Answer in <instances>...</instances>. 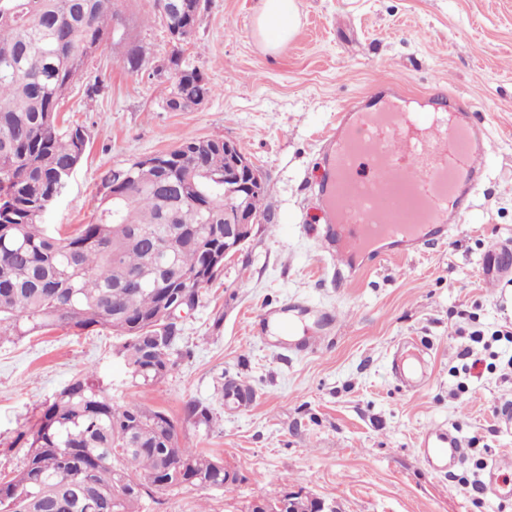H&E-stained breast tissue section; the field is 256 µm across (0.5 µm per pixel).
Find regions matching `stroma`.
<instances>
[{
    "label": "stroma",
    "instance_id": "obj_1",
    "mask_svg": "<svg viewBox=\"0 0 512 512\" xmlns=\"http://www.w3.org/2000/svg\"><path fill=\"white\" fill-rule=\"evenodd\" d=\"M259 2L211 0L193 44L180 48L152 0H118L124 41L104 42L89 62L103 93L89 100L78 86L67 97L63 118L82 125L88 143L46 224L64 234L92 223L109 171L188 135L239 144L263 175L267 217L183 314L184 356L156 385L131 382L106 328L0 342V471L22 465L13 442L41 404L92 368L114 403L166 412L181 443L236 473L231 489L176 488L143 512H250L256 500L287 494L332 512H501L499 494H477L469 480L476 460L512 455V431L498 419L512 403V344H475L481 363L467 375L457 352L472 333L512 328V281L493 291L483 277L485 255L512 237V0H296L300 30L275 54L257 34ZM130 47L147 70L125 67ZM178 55L211 86L189 112L162 107ZM380 80L467 100L493 150L474 208L446 247L384 262L339 288L318 244L321 138ZM287 302L333 316L313 352H289L259 324L260 313ZM407 337L432 355L431 381L415 395L389 369ZM236 382L255 395L249 410L223 397ZM189 401L209 407L212 422L185 420ZM439 425L467 448L466 463L448 474L417 451L420 435Z\"/></svg>",
    "mask_w": 512,
    "mask_h": 512
}]
</instances>
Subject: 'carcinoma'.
<instances>
[{
	"label": "carcinoma",
	"mask_w": 512,
	"mask_h": 512,
	"mask_svg": "<svg viewBox=\"0 0 512 512\" xmlns=\"http://www.w3.org/2000/svg\"><path fill=\"white\" fill-rule=\"evenodd\" d=\"M210 0H189L168 22L176 45L193 42ZM117 0H0V340L102 326L136 383L162 381L182 339L174 296L197 305L224 267V221L236 191L224 186V142L188 136L104 178L98 216L73 234L43 224L87 145L81 125H60L69 91L100 95L87 62L122 39L109 23ZM164 109L187 112L211 88L176 58ZM185 420L211 422L199 402ZM25 461L0 477V512H140L145 499L191 486L228 488L224 461L182 444L176 422L137 402L116 406L90 369L46 401L19 432Z\"/></svg>",
	"instance_id": "carcinoma-1"
}]
</instances>
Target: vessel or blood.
I'll use <instances>...</instances> for the list:
<instances>
[{"label":"vessel or blood","instance_id":"b4317fda","mask_svg":"<svg viewBox=\"0 0 512 512\" xmlns=\"http://www.w3.org/2000/svg\"><path fill=\"white\" fill-rule=\"evenodd\" d=\"M491 148L485 129L471 122L468 104L449 105L398 86L337 112L323 138L317 181L326 215L320 248L333 262L334 280L350 282L383 261L447 244L470 212ZM364 164L371 177L360 176ZM484 277L495 288L512 280L511 238L489 251ZM391 364L408 390L427 386L429 363L416 340ZM418 447L441 469L465 461L462 439L440 425L424 432Z\"/></svg>","mask_w":512,"mask_h":512}]
</instances>
